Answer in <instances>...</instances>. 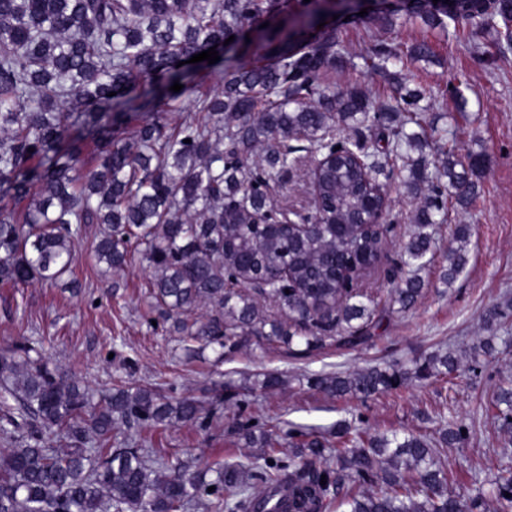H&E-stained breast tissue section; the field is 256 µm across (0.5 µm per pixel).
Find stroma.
I'll return each instance as SVG.
<instances>
[{
    "instance_id": "stroma-1",
    "label": "stroma",
    "mask_w": 512,
    "mask_h": 512,
    "mask_svg": "<svg viewBox=\"0 0 512 512\" xmlns=\"http://www.w3.org/2000/svg\"><path fill=\"white\" fill-rule=\"evenodd\" d=\"M309 9L306 0H277L268 27L253 26L247 38L238 39L239 60L265 56L270 30ZM324 22L335 28L341 50L355 58L378 39L401 46L427 41L437 61L419 64L415 83L435 98L439 127L462 151L489 156L476 207L448 208L449 225L470 228L468 263L457 278L449 284L442 279L448 248L443 236L434 263L421 273L424 288L418 303L405 313L383 317L364 344L344 348L329 340L311 349L301 344L290 349L253 341L221 359L209 348L190 355L179 334L149 309L153 269L137 257L116 272L97 263V228L92 225L75 243L71 287L0 285V348L28 339L50 365L75 375L96 398L122 381L157 388L174 398H199L209 411L205 426L179 423L130 430L133 439L144 440L151 455L181 463L190 472L218 461L240 462L259 472L262 451L247 446L243 434L248 430L275 433L279 456L285 460L310 434L335 440L340 423L371 434H432L445 418L467 431L464 444L445 451L450 485L466 495L473 479H488L499 465H512V449L502 448L499 420L482 410L499 379L512 375V354L479 353L486 338L512 336V51L484 65L479 57L493 45L489 34L474 40L463 30L449 39L418 21L383 30L373 26L369 16L350 15L337 6L329 8ZM459 85L467 99L462 111L452 96ZM390 197L385 221L393 230L387 256L358 283L362 291L378 297L390 290L387 272L414 231L412 198L400 189L391 190ZM273 198L280 208L310 210L307 164L284 174ZM496 307L508 318L488 325L486 317ZM448 348L460 359L458 372L450 378L412 379L364 400L336 398L310 384L317 375L407 366ZM266 373L280 374L282 385L261 388ZM226 381L238 393L231 407L211 390Z\"/></svg>"
}]
</instances>
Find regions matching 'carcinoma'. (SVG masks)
I'll use <instances>...</instances> for the list:
<instances>
[{"label": "carcinoma", "mask_w": 512, "mask_h": 512, "mask_svg": "<svg viewBox=\"0 0 512 512\" xmlns=\"http://www.w3.org/2000/svg\"><path fill=\"white\" fill-rule=\"evenodd\" d=\"M274 7L275 0H0V192L23 205L20 216L0 211L1 283H57L71 272L85 225L96 224L97 259L113 270L127 265L131 239L143 246L155 272L152 308L186 342L220 355L248 336L308 348L328 339L364 343L376 306L357 292L343 294L340 264L353 254L378 265L388 227L336 228L359 213L371 190L352 161L356 151L371 176L386 169L419 200L385 307L404 313L418 302L419 272L434 257L448 200L475 206L489 163L484 153L460 154L443 135L435 143L445 160L435 165L407 130L427 124V106L405 70L430 61L431 45L379 43L361 64L350 63L388 83L384 102L356 79L342 92L327 82L343 63L333 33L290 43L281 29L270 37L271 62H237L217 89L195 98V113L168 117L182 111L181 93L173 91L165 110L132 104L139 81L158 77L172 86L182 80L179 62L224 45ZM407 16L447 30L446 13L431 0H416ZM511 16L512 0H461L451 20L468 23L476 36L484 24ZM347 129L357 138L346 137ZM318 157L320 231L296 236L255 225L274 206L272 185L302 159ZM468 237L469 226L459 224L448 240L450 282L467 263ZM283 262L286 280L279 279ZM266 299L286 318L265 313ZM200 306L208 309L204 320L182 318ZM457 368L446 352L409 368L370 367L313 382L336 397L367 398ZM0 403L3 432L15 443L0 450V512H474L484 503L481 485L466 500L448 489L440 448L465 441L460 426L440 429L437 449L425 436L379 437L344 425L336 432L342 446L312 439L286 464L275 457V439L250 435L267 462L250 483L239 464L188 474L148 459L129 441L115 445L122 424L202 425L203 402L171 404L152 389L118 386L93 404L86 388L25 339L0 351ZM492 405L512 433L511 378ZM57 438L65 447L53 446ZM356 482L372 489L344 491ZM490 485L496 512H512V469H501Z\"/></svg>", "instance_id": "obj_1"}]
</instances>
